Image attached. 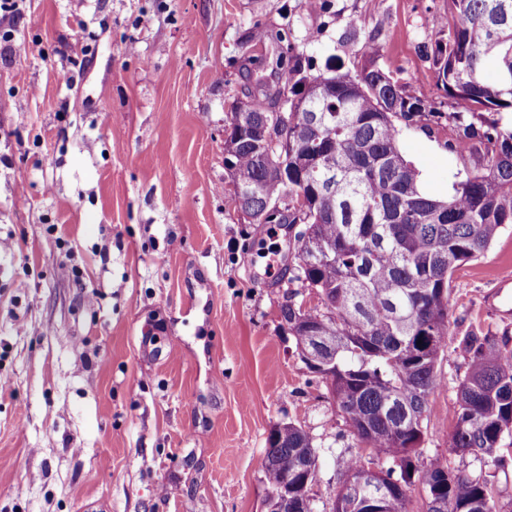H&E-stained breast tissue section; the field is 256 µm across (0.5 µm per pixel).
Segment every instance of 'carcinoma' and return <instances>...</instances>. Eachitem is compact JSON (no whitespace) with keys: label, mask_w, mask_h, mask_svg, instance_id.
Returning a JSON list of instances; mask_svg holds the SVG:
<instances>
[{"label":"carcinoma","mask_w":512,"mask_h":512,"mask_svg":"<svg viewBox=\"0 0 512 512\" xmlns=\"http://www.w3.org/2000/svg\"><path fill=\"white\" fill-rule=\"evenodd\" d=\"M438 20L447 39L432 48L458 136L457 154L483 147V162L457 177L445 200L419 187L400 148L401 128L436 111L408 97L388 68L373 63L351 75L333 59H295L289 72L288 128L272 145L261 121L274 120L275 97L247 88L227 113L224 169L235 206L253 224L302 229L288 240L289 282L320 304L280 305L281 326L313 373L330 372V392L359 441L384 460L367 475L362 459H341L348 477L332 512H407L419 481L425 512H500L492 472L512 434V338L471 330L448 341L455 272L512 229V0H451ZM329 88L312 83L317 78ZM288 198V214L267 206ZM466 371L455 401L448 450L480 464L420 470L436 364L447 350ZM264 470L270 489L305 499L317 472L313 437L288 422L271 430Z\"/></svg>","instance_id":"1"}]
</instances>
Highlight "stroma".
<instances>
[{"label": "stroma", "instance_id": "obj_1", "mask_svg": "<svg viewBox=\"0 0 512 512\" xmlns=\"http://www.w3.org/2000/svg\"><path fill=\"white\" fill-rule=\"evenodd\" d=\"M0 11V512H266L278 423L319 455L316 512L337 458L382 465L280 326L287 225L231 203L224 125L244 88L275 90L282 53L393 70L436 114L401 149L430 196L479 164L457 156L426 48L448 0H22ZM263 41H249L254 27ZM83 42L85 54L72 51ZM27 52L18 56L15 43ZM372 55H365V48ZM512 230L455 275L451 334H512ZM465 371L440 358L417 468L448 452Z\"/></svg>", "mask_w": 512, "mask_h": 512}]
</instances>
